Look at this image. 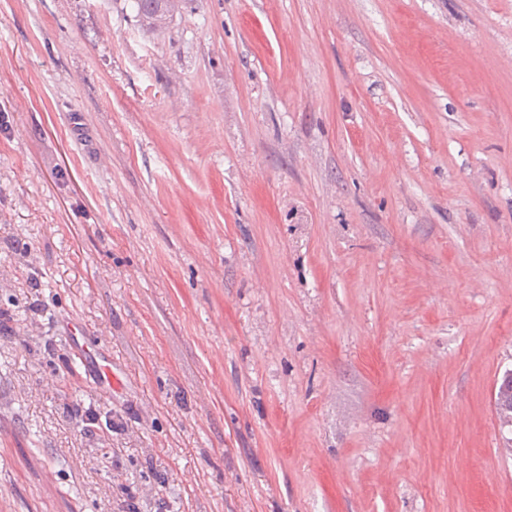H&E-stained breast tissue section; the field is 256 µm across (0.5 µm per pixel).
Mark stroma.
Segmentation results:
<instances>
[{
    "label": "stroma",
    "instance_id": "obj_1",
    "mask_svg": "<svg viewBox=\"0 0 512 512\" xmlns=\"http://www.w3.org/2000/svg\"><path fill=\"white\" fill-rule=\"evenodd\" d=\"M509 370L512 0H0V512H512ZM133 3L137 17L149 31H162L172 20L168 10L170 0H134Z\"/></svg>",
    "mask_w": 512,
    "mask_h": 512
}]
</instances>
